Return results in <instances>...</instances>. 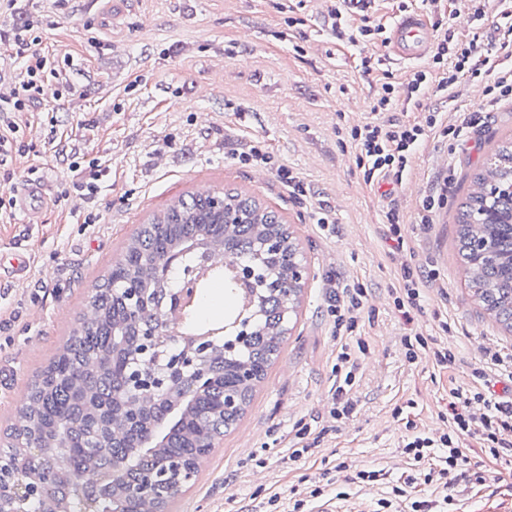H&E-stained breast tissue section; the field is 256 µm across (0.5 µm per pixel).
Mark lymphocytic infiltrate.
I'll list each match as a JSON object with an SVG mask.
<instances>
[{
	"label": "lymphocytic infiltrate",
	"instance_id": "f902f5d3",
	"mask_svg": "<svg viewBox=\"0 0 512 512\" xmlns=\"http://www.w3.org/2000/svg\"><path fill=\"white\" fill-rule=\"evenodd\" d=\"M487 0H469V18L473 26L466 37H458L453 27H446L435 53L427 66L414 71L405 90L390 82L383 83L382 91L373 103L371 121L351 128L350 138L357 150L356 165L365 183L390 176L402 181L411 155L421 145L429 130L437 122L436 113H428L420 122L383 120L399 98L421 101L430 92L450 95L452 89L467 79L487 80L488 104L512 97V68L503 63L512 59V26L498 41L487 40L483 21ZM369 9L368 0H335L328 12V26L338 37L352 45L371 43L382 39L383 25L364 18L359 28L349 24L352 8ZM33 38L17 35L12 44L13 54L24 62V75L13 98L0 99V112H25L38 102L42 93L47 60L34 48ZM366 294L363 288H334L329 292V309L334 318L332 334L343 337L358 325ZM357 350L365 351L364 340H357ZM356 352L341 351L337 356L338 382L332 393L329 414L333 419L349 417L355 410L351 391L358 369ZM448 404L451 424L448 432L439 435L415 433L400 445L402 454L423 470L422 477L407 476L402 484L393 486L390 497L379 500L382 512H388L396 501L408 497L409 487L416 482L440 489L441 498L421 501L422 512L452 501L454 472L467 463L465 453L471 444H478L483 455L494 460L505 459L512 452V443L505 433L512 432V402L498 401L465 387L451 389Z\"/></svg>",
	"mask_w": 512,
	"mask_h": 512
}]
</instances>
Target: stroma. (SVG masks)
Wrapping results in <instances>:
<instances>
[{
	"mask_svg": "<svg viewBox=\"0 0 512 512\" xmlns=\"http://www.w3.org/2000/svg\"><path fill=\"white\" fill-rule=\"evenodd\" d=\"M469 31L466 0H376L374 18L389 24L399 3ZM277 0H0V96L17 87L21 63L9 44L20 30L39 36L53 66L49 92L29 111L12 113L21 151L0 159V193L23 183L45 184L49 204L35 222L17 209L0 215V255L25 248L30 270L0 284V429L20 423L33 377L66 347L89 311L104 275L123 257L128 239L171 198L234 189L277 212L307 259L311 276L278 356L237 424L199 464L189 491L166 512H260L271 495L290 512L295 493L336 477L346 463L381 469L388 481L353 489L344 512H374L389 483L414 468L400 454L406 420L419 431L448 427L451 387L486 373L489 391L512 401V377L487 363L485 349L512 353V330L475 299L458 255L457 207L471 176L504 140H512V101L482 113L461 83L454 100L434 96L424 108L397 104L391 120L439 125L410 160L401 183H364L356 166L351 127L369 121L381 79L363 77L360 52L381 57L401 83L412 67L386 57L382 44L359 48L336 39L324 23L327 0H296L306 24L288 27ZM255 33L244 43V27ZM461 128L460 137L445 127ZM258 146L292 170L306 193L295 196L266 170L241 163ZM96 164L95 192L76 184L72 163ZM445 200L424 215L426 195ZM399 209L402 241L388 232L386 214ZM334 222L320 228L319 210ZM423 281L422 312L405 321L392 290L404 266ZM361 285L364 310L349 343L364 339L353 393L357 408L336 423L328 413L341 350L331 328L327 287ZM435 336L456 354L452 367L408 362L401 339ZM325 430L317 455L295 462L298 422ZM450 512H512V464L467 465Z\"/></svg>",
	"mask_w": 512,
	"mask_h": 512,
	"instance_id": "35a3bbf8",
	"label": "stroma"
}]
</instances>
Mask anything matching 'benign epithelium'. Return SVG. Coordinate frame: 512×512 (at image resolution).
Listing matches in <instances>:
<instances>
[{
    "label": "benign epithelium",
    "mask_w": 512,
    "mask_h": 512,
    "mask_svg": "<svg viewBox=\"0 0 512 512\" xmlns=\"http://www.w3.org/2000/svg\"><path fill=\"white\" fill-rule=\"evenodd\" d=\"M468 255L473 264L493 259L488 241L479 238L471 240ZM269 256L277 257L288 270V287L259 279L260 268ZM145 261L154 267L157 280H172L174 284L153 299L137 283H127L123 288L127 310L136 315L150 309L152 318L142 324L138 347L132 353L125 336L113 337V356L120 361L126 377V392L114 404L121 408L129 426H140L142 430L122 446L119 461L99 472L97 478L71 481L68 498L77 492L95 504L103 499V485L117 480L126 496L135 499L168 500L189 489L195 468L179 458H160L153 452L166 442L164 426L188 407L191 396L213 388V379L202 369L213 349L222 350L226 357L249 349L255 336L254 308L260 288L280 293L285 314L289 312L292 290L303 285L309 276V268L299 252L276 238L262 242L248 259L220 258L203 238L190 250L173 246L160 255H146ZM220 268L230 274L231 283L241 292V311L231 323L216 330L190 336L178 332L176 320L185 314L186 299L196 297L207 274ZM68 434V423L63 419L52 440L60 454L70 450ZM0 446L17 449L13 466L0 467V512H24L19 505L56 482L60 473L41 471L35 481H24L19 475L30 471L44 444L1 437Z\"/></svg>",
    "instance_id": "7a95c632"
}]
</instances>
